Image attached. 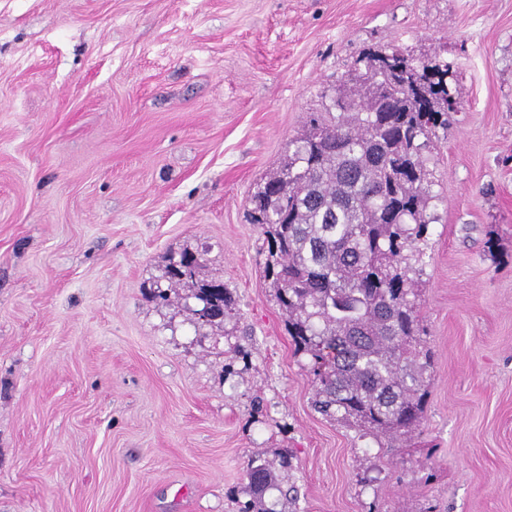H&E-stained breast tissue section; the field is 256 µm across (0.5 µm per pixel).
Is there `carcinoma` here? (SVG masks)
I'll list each match as a JSON object with an SVG mask.
<instances>
[{"label": "carcinoma", "mask_w": 512, "mask_h": 512, "mask_svg": "<svg viewBox=\"0 0 512 512\" xmlns=\"http://www.w3.org/2000/svg\"><path fill=\"white\" fill-rule=\"evenodd\" d=\"M448 65L396 48L368 49L336 88L337 115L312 118L279 171L251 197L266 242L265 278L307 357L312 404L385 453L424 420L431 355L421 336L418 279L433 216L425 150L448 127ZM172 284L194 283L203 259L179 254ZM196 298L223 320L221 281ZM245 477L255 512L277 476L259 458Z\"/></svg>", "instance_id": "cac0c4a2"}]
</instances>
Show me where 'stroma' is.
I'll return each instance as SVG.
<instances>
[{
    "label": "stroma",
    "instance_id": "1",
    "mask_svg": "<svg viewBox=\"0 0 512 512\" xmlns=\"http://www.w3.org/2000/svg\"><path fill=\"white\" fill-rule=\"evenodd\" d=\"M377 47L458 102L391 460L313 409L249 203ZM254 457L273 512H512V0H0V512H239ZM179 259L170 258L169 263L166 266V275L168 278V281L173 284H181V283H189L192 284L195 282L196 284V274L198 269L200 268L203 259L200 256V254H196L189 251H184L179 254ZM181 259V266L184 267L182 272L179 273H172L171 270V262L173 263L174 267H178L180 264ZM195 297L203 304L209 305L214 312L207 322L224 320V317L232 310L235 303L232 293L224 287V283L221 281H208L197 284Z\"/></svg>",
    "mask_w": 512,
    "mask_h": 512
}]
</instances>
